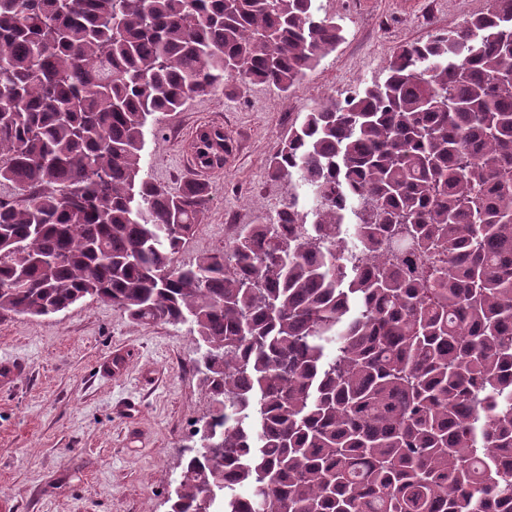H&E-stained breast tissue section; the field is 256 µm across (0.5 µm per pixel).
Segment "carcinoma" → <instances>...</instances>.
I'll return each mask as SVG.
<instances>
[{
    "mask_svg": "<svg viewBox=\"0 0 512 512\" xmlns=\"http://www.w3.org/2000/svg\"><path fill=\"white\" fill-rule=\"evenodd\" d=\"M315 2L0 0V316L191 325L214 437L169 512H512V0L304 113L268 172L313 209L175 263L209 189L146 177L145 128L298 88L343 38Z\"/></svg>",
    "mask_w": 512,
    "mask_h": 512,
    "instance_id": "obj_1",
    "label": "carcinoma"
}]
</instances>
